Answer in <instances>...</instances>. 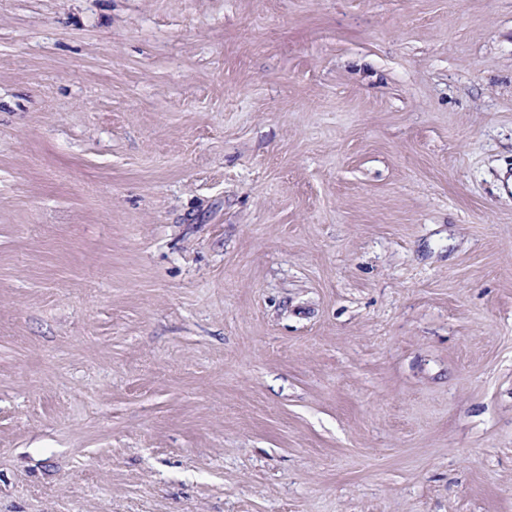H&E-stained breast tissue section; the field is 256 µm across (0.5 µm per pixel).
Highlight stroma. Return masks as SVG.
<instances>
[{"label": "stroma", "instance_id": "obj_1", "mask_svg": "<svg viewBox=\"0 0 512 512\" xmlns=\"http://www.w3.org/2000/svg\"><path fill=\"white\" fill-rule=\"evenodd\" d=\"M0 512H512V0H0Z\"/></svg>", "mask_w": 512, "mask_h": 512}]
</instances>
